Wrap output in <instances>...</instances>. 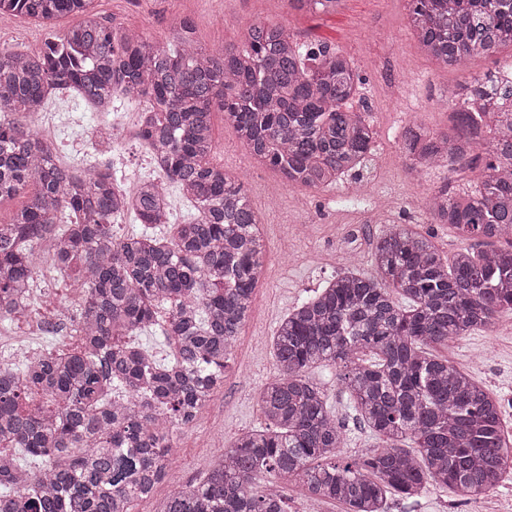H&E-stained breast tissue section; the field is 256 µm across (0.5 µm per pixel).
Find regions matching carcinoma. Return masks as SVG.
Listing matches in <instances>:
<instances>
[{"mask_svg":"<svg viewBox=\"0 0 512 512\" xmlns=\"http://www.w3.org/2000/svg\"><path fill=\"white\" fill-rule=\"evenodd\" d=\"M334 13L342 0H289ZM409 25L440 65L512 48V0H409ZM97 0H0V14L50 29L81 21L38 51L0 48V200L25 204L0 221V317L17 316L35 270V247L59 244L63 274L85 288L84 346L36 356L23 369L0 363V512H134L166 478L174 431L224 385L262 267L259 219L243 184L210 163L218 110L248 152L288 185L322 189L360 176L375 132L354 109L362 78L354 62L283 26L256 23L243 48L208 50L189 18L172 17V42L96 16ZM71 89L108 112L121 97L147 103L138 133L195 216L173 234L118 238L126 209L141 224L169 223L164 184L117 194L109 167L77 171L26 126L48 89ZM450 131L414 121L401 150L412 173L483 159L480 182L444 185L426 207L434 224L470 239L512 237V63L450 92ZM67 211L74 220L56 224ZM374 273L349 269L297 304L272 346L279 373L260 393L262 430L237 435L204 479L175 485L162 512H286L292 482L345 512H387L388 497L451 491L476 503L512 468L500 401L432 348L486 332L512 310V246L447 258L422 234H381ZM158 327L173 347L159 363L127 337ZM338 369L358 419L383 442L336 461L341 431L323 388L307 371ZM40 397L44 404L29 406ZM415 444L410 451L401 444ZM20 449L34 463L17 462ZM269 479L276 490L258 495Z\"/></svg>","mask_w":512,"mask_h":512,"instance_id":"carcinoma-1","label":"carcinoma"}]
</instances>
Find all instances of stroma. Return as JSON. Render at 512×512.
Listing matches in <instances>:
<instances>
[{
    "label": "stroma",
    "instance_id": "stroma-1",
    "mask_svg": "<svg viewBox=\"0 0 512 512\" xmlns=\"http://www.w3.org/2000/svg\"><path fill=\"white\" fill-rule=\"evenodd\" d=\"M98 9L102 16L141 29L162 44L168 40V20L174 14L192 18L202 43L211 49L241 46L244 30L256 22L290 28L304 43H327L358 67L363 78L360 96L376 130L375 149L362 175L373 182L386 210L373 218L367 212L336 205L325 190L288 186L278 171L245 158L232 126L222 112H214L213 159L243 182L260 217L265 254L248 318L224 371L223 388L175 433L170 472L181 483L195 484L208 463L220 457L239 433L264 425L259 392L277 372L271 337L280 319L341 268L350 265L372 273L373 246L382 228L411 225L430 236L447 256L471 247V240L455 229L430 223L423 203L441 185L462 188L476 181L482 164L458 173L441 165L410 178L400 134L409 112L419 113L428 131H447L453 110L446 102L449 91L495 71L512 57V50L474 59L459 69L443 68L413 36L408 0H344L333 14L301 12L288 0H98ZM399 82L405 89L397 97L392 88ZM49 109L68 127L64 141L80 139L89 146L85 156L75 158V166L95 163L98 155L91 145L107 114L86 111L74 97L56 99ZM434 352L502 399L505 427L512 435V310L499 314L491 331L455 338ZM308 375L323 387L342 427L343 458L376 447L378 437L359 422L333 369L315 366ZM388 512H512V472L497 490L476 503L457 501L449 492H430L411 499L392 497Z\"/></svg>",
    "mask_w": 512,
    "mask_h": 512
}]
</instances>
